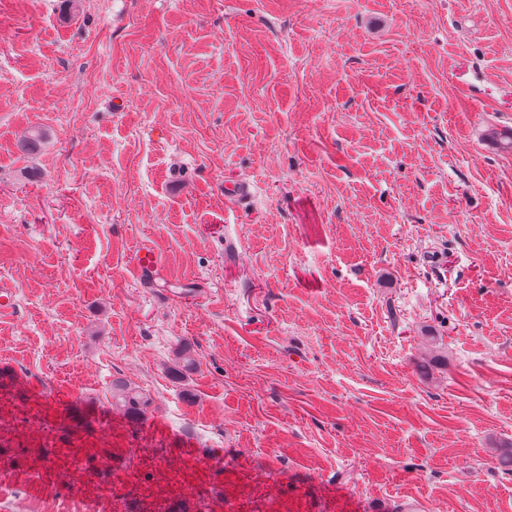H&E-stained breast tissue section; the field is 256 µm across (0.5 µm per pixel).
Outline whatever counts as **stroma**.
I'll use <instances>...</instances> for the list:
<instances>
[{
	"label": "stroma",
	"mask_w": 512,
	"mask_h": 512,
	"mask_svg": "<svg viewBox=\"0 0 512 512\" xmlns=\"http://www.w3.org/2000/svg\"><path fill=\"white\" fill-rule=\"evenodd\" d=\"M493 128L512 0H0V512H512ZM115 397L124 410L133 416L144 414L148 407V399L135 388L128 386L125 382L115 384Z\"/></svg>",
	"instance_id": "stroma-1"
}]
</instances>
